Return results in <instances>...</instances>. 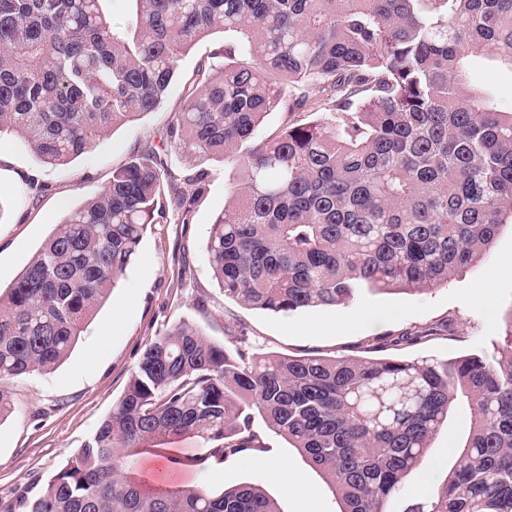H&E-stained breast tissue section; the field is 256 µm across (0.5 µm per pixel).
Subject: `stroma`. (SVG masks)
I'll list each match as a JSON object with an SVG mask.
<instances>
[{"label": "stroma", "mask_w": 512, "mask_h": 512, "mask_svg": "<svg viewBox=\"0 0 512 512\" xmlns=\"http://www.w3.org/2000/svg\"><path fill=\"white\" fill-rule=\"evenodd\" d=\"M223 34L197 43L177 64L179 80L160 111L103 135L91 152L66 166L41 163L30 146L0 136V287L8 288L40 249L69 208L97 197L112 172L146 144L162 147L172 112L182 105L183 78L218 44ZM207 191L186 223L157 224L143 237L136 255L111 297L99 306L70 356L48 374L8 381L14 412L0 422V501L15 500L34 479H48L75 455L125 391L146 345L159 331L184 321L211 340L244 331L259 353L289 355L351 354L370 357L372 337L399 334L414 326L452 322V336L396 349L399 357L454 358L483 347H499L498 320L512 312V226L501 227L491 251L477 266L455 275L447 286L426 294L364 292L344 306L314 308L288 316L226 299L213 280L205 245L215 216L228 199V167L208 162ZM253 430L264 443L263 456L283 463L274 475L241 456L216 461L206 444L181 437L148 446L129 471L139 476L142 461L170 466L180 487L219 491L248 482L277 500L284 512H336L319 476L262 417ZM457 412L433 440L422 474L411 476L388 512H406L421 488L440 485L453 464V440L468 430Z\"/></svg>", "instance_id": "35a3bbf8"}]
</instances>
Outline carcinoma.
Instances as JSON below:
<instances>
[{"instance_id":"carcinoma-1","label":"carcinoma","mask_w":512,"mask_h":512,"mask_svg":"<svg viewBox=\"0 0 512 512\" xmlns=\"http://www.w3.org/2000/svg\"><path fill=\"white\" fill-rule=\"evenodd\" d=\"M0 0V135L65 166L108 131L157 111L177 60L224 45L184 83L172 171L146 148L69 211L0 292L4 381L48 373L117 287L148 226L187 220L207 177L232 165L206 252L224 296L290 314L364 290L425 293L481 262L512 224V108L475 80L512 74V0ZM281 125L263 136L266 117ZM494 353L365 359L250 351L181 322L144 349L78 453L0 512H281L251 483L158 489L124 466L144 445L192 436L221 461L264 449L253 412L321 477L338 512H387L458 403L470 428L437 491L408 512H512V312ZM443 327L377 336L419 344Z\"/></svg>"}]
</instances>
